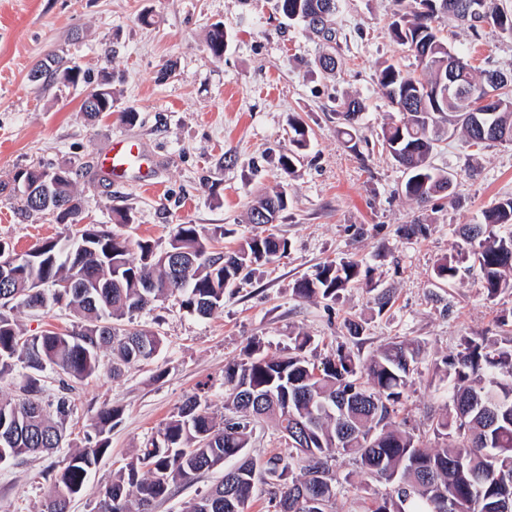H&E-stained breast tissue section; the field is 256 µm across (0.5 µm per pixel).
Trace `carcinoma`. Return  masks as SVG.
<instances>
[{"instance_id": "1", "label": "carcinoma", "mask_w": 512, "mask_h": 512, "mask_svg": "<svg viewBox=\"0 0 512 512\" xmlns=\"http://www.w3.org/2000/svg\"><path fill=\"white\" fill-rule=\"evenodd\" d=\"M340 2L277 0V8L285 19L301 21L318 39L331 42L336 40ZM463 2L416 0L418 8L412 13L396 10L389 36L414 53L422 72L417 75L391 63L377 72L378 86L399 112V119L383 126L382 143L406 172L402 193L419 203L453 194L454 175L431 163L442 137L460 128L468 145L479 150L512 145V74H504L495 86L488 84L490 70H477L441 36V24L450 17L476 33L491 27L512 38V10L495 0H480L478 11L467 12L459 7ZM207 45L212 58L221 60L227 46L223 24L211 26ZM450 61L472 96H443ZM45 75L51 82L73 86L85 80L79 65L63 60ZM97 88L101 100L92 108L82 106L90 119L112 111V74H105ZM488 90L496 97L488 115L495 135L481 137L469 126L468 109ZM338 107L337 133L355 151L362 104L347 98ZM290 128L294 150L281 159L287 175L308 147L305 127L294 121ZM19 172L33 187L24 201L26 210L55 213L61 222L82 228L45 242L37 249L36 264L21 262L17 275L0 280V377L19 363L29 370L21 396L0 399V463L59 447L71 411L67 392L72 381L100 369L103 350L112 349L114 376L158 350L155 333L123 327L126 316L178 295L187 311L206 317L223 306L224 290L286 249V242L272 231L245 239L231 253H214L208 234L197 224L177 225L164 249L146 239L133 242L82 224L85 201L74 189L70 168L48 186L42 181L44 168ZM288 205L284 191L261 197L251 209V223H259L256 214L262 210L275 221ZM460 236L463 260L478 268L486 295L512 291V196L486 210L482 223L463 225ZM359 273L360 263L351 257L326 262L298 280L294 293L302 299L334 301ZM458 273L453 258L434 268L435 277L443 281L454 280ZM36 295L45 296L43 308L73 310L77 327L22 336L3 309L11 304L28 307ZM309 343L308 336L299 334L277 356L247 347L244 358L224 371L225 406L231 415L219 421L197 398H187L151 447L139 449L97 491V512H152L174 486L229 457L239 458L238 464L192 503L196 512H246L259 475L270 487L275 512H304L299 503L303 493L321 501V512H336L339 481L331 462L338 455L350 457L357 473L391 485L389 492L365 498L364 512H505L512 507V339L498 343L466 336L462 349L443 360L442 380L449 384L450 401L431 424L433 434L444 439L439 448L423 447L406 423L395 420L420 345L390 342L366 362L339 347L315 364L305 355ZM48 367L62 375V392L45 405L40 373ZM117 417L112 407L93 417L85 448L71 455L56 475L42 512H67L70 500L85 492L89 472L108 450L107 433ZM266 418L275 421L290 453L259 467L245 449L256 424Z\"/></svg>"}]
</instances>
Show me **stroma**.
Masks as SVG:
<instances>
[{
	"mask_svg": "<svg viewBox=\"0 0 512 512\" xmlns=\"http://www.w3.org/2000/svg\"><path fill=\"white\" fill-rule=\"evenodd\" d=\"M413 4L343 0L336 39L324 43L303 24L283 19L276 0H0V244L10 251H30L66 231L52 216L22 211L12 176L26 166H68L87 223L161 248L177 225L196 224L214 250H235L264 230L248 221L261 195L282 188L289 198L275 224L285 253L226 289L223 307L201 317L171 297L127 318L128 327L157 334L156 356L115 378L108 371L111 352L102 353L99 371L74 384L61 448L0 464V512H41L55 475L84 447L91 419L113 406L119 416L109 449L68 509L95 512L100 486L149 446L188 397L223 414L224 370L249 343L261 342L273 355L300 332L311 338L306 355L315 363L340 346L364 361L393 339L418 342L422 354L402 415L428 447L438 446L429 424L444 410L448 390L436 368L460 351L463 337L512 339V328L499 324L512 312V292L490 299L478 270L449 283L433 270L455 255L462 225L512 196V145L478 151L459 136L443 140L432 163L454 174V197L422 205L402 194L403 169L382 147L381 130L394 110L376 69L387 60L419 70L414 54L387 35L396 6ZM217 22L228 39L220 61L206 46ZM442 30L473 66L512 72V39L491 29L476 37L454 20ZM326 52L337 59L331 77L317 62ZM54 56L83 64L85 82L31 83L32 67ZM105 71L112 75V111L90 121L81 105ZM347 95L364 106L355 152L336 132V101ZM128 108L139 115L130 125L119 118ZM293 117L306 125L310 147L286 177L280 159L290 147ZM119 137L143 143L150 185L135 174L103 179L100 159ZM121 213L131 224L116 223ZM417 219L426 232L408 235ZM348 257L360 261L361 274L338 300L295 296V283L316 266ZM384 294L391 302L382 309L377 299ZM9 315L28 336L77 322L58 306H18ZM349 320L361 324L359 335L346 329ZM234 464L227 459L177 486L154 512H185Z\"/></svg>",
	"mask_w": 512,
	"mask_h": 512,
	"instance_id": "stroma-1",
	"label": "stroma"
}]
</instances>
